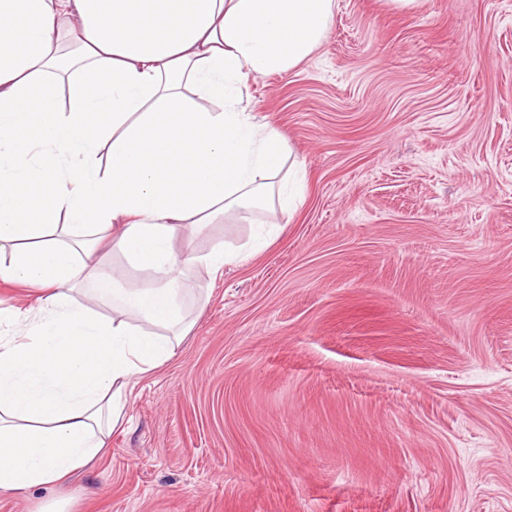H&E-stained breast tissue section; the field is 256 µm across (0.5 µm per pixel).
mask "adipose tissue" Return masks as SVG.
I'll use <instances>...</instances> for the list:
<instances>
[{
    "instance_id": "ef3b65f1",
    "label": "adipose tissue",
    "mask_w": 512,
    "mask_h": 512,
    "mask_svg": "<svg viewBox=\"0 0 512 512\" xmlns=\"http://www.w3.org/2000/svg\"><path fill=\"white\" fill-rule=\"evenodd\" d=\"M334 7L0 0V279L39 291L0 337V492L61 483L94 459L123 391L175 356L192 326L175 272L195 259L176 239L230 210L303 202L288 140L256 121L243 88L309 58ZM104 246L150 283L125 287Z\"/></svg>"
}]
</instances>
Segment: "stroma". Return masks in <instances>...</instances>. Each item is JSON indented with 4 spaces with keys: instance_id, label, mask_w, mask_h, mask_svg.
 Returning a JSON list of instances; mask_svg holds the SVG:
<instances>
[{
    "instance_id": "1",
    "label": "stroma",
    "mask_w": 512,
    "mask_h": 512,
    "mask_svg": "<svg viewBox=\"0 0 512 512\" xmlns=\"http://www.w3.org/2000/svg\"><path fill=\"white\" fill-rule=\"evenodd\" d=\"M246 94L303 204L247 262L184 270L195 324L107 447L0 512H512V0H335Z\"/></svg>"
}]
</instances>
